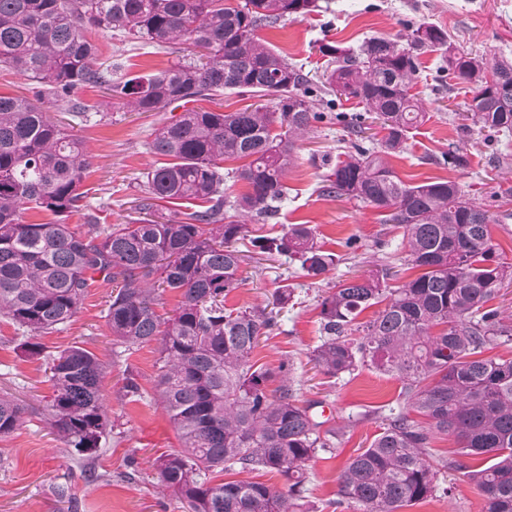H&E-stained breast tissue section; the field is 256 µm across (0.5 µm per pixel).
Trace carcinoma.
<instances>
[{
    "instance_id": "1",
    "label": "carcinoma",
    "mask_w": 512,
    "mask_h": 512,
    "mask_svg": "<svg viewBox=\"0 0 512 512\" xmlns=\"http://www.w3.org/2000/svg\"><path fill=\"white\" fill-rule=\"evenodd\" d=\"M316 8V0H244L237 7L224 0H0V66L36 85L32 98L0 94V316L24 329L26 352L38 356L39 335L78 314L93 275L115 283L105 315L113 340L128 350L153 340L159 345L157 396L182 447L153 466L184 512H312L307 467L339 440L338 430H321L299 403L288 362L270 368L250 359L276 325V312L224 307L243 282L237 244L246 238L259 254L298 261L313 279L336 265L309 224L249 238L243 222L277 213L287 193L283 175L293 162L291 138L314 121L357 126L362 119L311 111L308 75L255 35L264 23ZM115 32L156 46L188 42L197 56L114 82L92 34ZM448 46L445 30L424 23L406 47L377 36L355 55L319 48L328 57L324 93L358 101L386 131L379 146L355 144L344 153L323 193L386 213V221L404 229L406 262L419 270L391 288L382 269L339 285L320 304L313 362L322 374L340 379L368 366L403 382L379 416L380 432L338 476L331 505L350 512H399L434 497L437 470L429 448L443 436L458 445L444 466L463 472L483 497L484 512H512V359L482 357L512 342V322L484 308L504 282L512 283V264L493 244L487 212L458 183L409 184L385 161L406 149L410 130L426 117L411 94L421 50L441 52L442 69L472 86L468 110L475 126L512 133V64L489 72L477 57L462 54L452 68ZM87 85L136 112L185 107L178 119L154 129L148 149L167 162L147 173L141 209L183 200L206 207L100 234L69 228L66 219L83 209L79 189L88 155L49 105L62 101L73 118L86 120L85 106L72 94ZM226 91L259 98L273 92L278 102L273 110L189 107ZM226 159L249 160L238 173L248 190L230 202L221 167ZM226 205L236 218L224 214ZM27 209L57 220L26 224L21 213ZM167 290L180 300L163 318L157 307ZM381 297L387 304L379 315L356 324ZM46 371L50 429L76 451L95 452L112 430L102 364L72 346L50 356ZM25 414L0 394V439L23 425ZM458 456L480 463L466 465ZM236 469L276 473L285 486L213 482Z\"/></svg>"
}]
</instances>
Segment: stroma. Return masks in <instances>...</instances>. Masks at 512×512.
Returning a JSON list of instances; mask_svg holds the SVG:
<instances>
[{
    "instance_id": "35a3bbf8",
    "label": "stroma",
    "mask_w": 512,
    "mask_h": 512,
    "mask_svg": "<svg viewBox=\"0 0 512 512\" xmlns=\"http://www.w3.org/2000/svg\"><path fill=\"white\" fill-rule=\"evenodd\" d=\"M319 10L262 26L258 38L267 41L290 62L302 65L311 79L321 77L325 59L321 45L354 50L365 38L387 36L407 42L421 23L440 26L457 50L483 59L487 67L512 62V0H318ZM101 60L111 63L113 79L161 70L174 63L172 49L121 36H97ZM421 76L412 93L424 105L425 121L413 130L403 153L388 156L389 166L405 182L418 184L453 180L495 218L492 237L512 263V136L481 131L467 119L470 93L466 85L438 70V53L419 56ZM88 105L89 118L72 120L63 110L54 115L83 139L90 152L82 189L85 207L67 219L78 232L90 225L109 229L142 218L139 208L147 172L162 159L148 150L151 134L171 111L131 112L101 88L86 86L74 93ZM361 137L346 124L313 123L295 138L294 161L285 174L288 188L278 215L266 221L263 233L280 234L289 224L315 227L324 248L340 260L325 279L306 277L285 256L245 258L243 285L224 300L226 308L265 305L281 281L294 288L297 305L280 310L277 324L252 358L271 367L292 364L300 402L310 405L316 421L338 429L340 444L333 455H318L308 466V496L317 512H333L337 478L358 449L368 447L379 432L371 408L397 397L398 377L371 367L354 375L329 379L320 374L312 352L320 343L319 304L336 285L380 268L391 269V285L406 280L403 232L383 223L376 209L356 200L332 198L322 192L323 181L354 141L373 147L384 132L378 120L366 118ZM451 151L465 155L462 168L444 165ZM112 284L94 276L77 316L60 330L43 335L45 356L32 357L22 348L23 332L0 318V392L7 391L28 408L26 422L0 440V512H183L177 498L162 491L153 460L179 447L176 429L157 402L155 383L159 357L156 343L124 350L112 340L104 318ZM79 345L104 366L102 387L112 433L96 454L78 455L50 435L45 421L52 394L45 376V357ZM134 375L139 394L127 393V375ZM455 447L453 438L433 442L430 453L438 466L436 497L405 506L402 512H483L484 501L460 472L441 468Z\"/></svg>"
}]
</instances>
